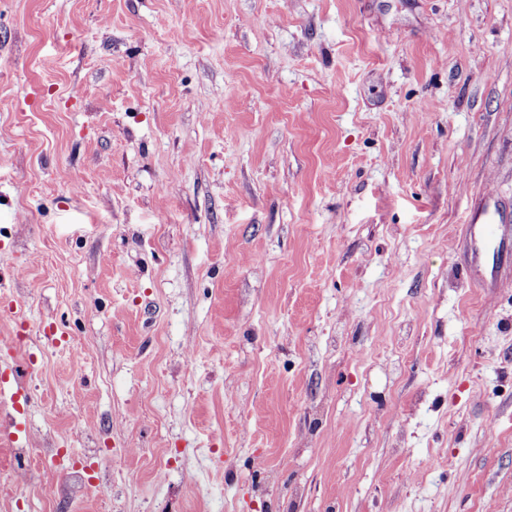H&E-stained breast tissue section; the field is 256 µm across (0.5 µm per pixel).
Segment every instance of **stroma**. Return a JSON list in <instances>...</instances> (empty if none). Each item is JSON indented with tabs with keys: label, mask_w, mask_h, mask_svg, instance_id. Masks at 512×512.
<instances>
[{
	"label": "stroma",
	"mask_w": 512,
	"mask_h": 512,
	"mask_svg": "<svg viewBox=\"0 0 512 512\" xmlns=\"http://www.w3.org/2000/svg\"><path fill=\"white\" fill-rule=\"evenodd\" d=\"M490 187L512 0H0V512H512ZM494 194L493 191L486 193L479 224H475L478 221L475 220L473 224L468 226L474 256V264L468 273V277L480 288H487L489 283L495 281L496 256L500 245L504 238H512V226L510 227V224H503L496 209L491 208ZM490 261H492V264Z\"/></svg>",
	"instance_id": "1"
}]
</instances>
